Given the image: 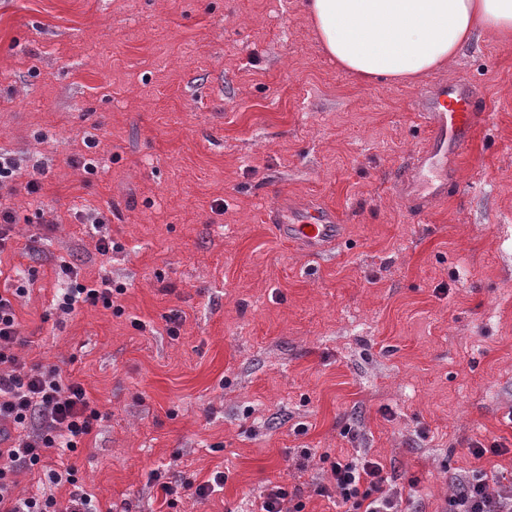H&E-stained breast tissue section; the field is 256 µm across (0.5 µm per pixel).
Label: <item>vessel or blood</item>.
I'll use <instances>...</instances> for the list:
<instances>
[{
	"label": "vessel or blood",
	"mask_w": 512,
	"mask_h": 512,
	"mask_svg": "<svg viewBox=\"0 0 512 512\" xmlns=\"http://www.w3.org/2000/svg\"><path fill=\"white\" fill-rule=\"evenodd\" d=\"M417 110L426 133L395 179L396 192L406 208L428 214L448 195L457 182L461 151L483 122L472 100L469 83L441 81L423 90ZM278 236L299 246L306 254L318 255L339 243L343 224L334 210L322 203L301 204L288 196L277 199L269 213Z\"/></svg>",
	"instance_id": "1"
}]
</instances>
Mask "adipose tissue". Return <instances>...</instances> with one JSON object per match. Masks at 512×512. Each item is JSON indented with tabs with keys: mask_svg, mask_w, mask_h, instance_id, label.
Segmentation results:
<instances>
[{
	"mask_svg": "<svg viewBox=\"0 0 512 512\" xmlns=\"http://www.w3.org/2000/svg\"><path fill=\"white\" fill-rule=\"evenodd\" d=\"M303 10L323 53L366 81L445 69L481 31L512 39V0H303Z\"/></svg>",
	"mask_w": 512,
	"mask_h": 512,
	"instance_id": "obj_1",
	"label": "adipose tissue"
}]
</instances>
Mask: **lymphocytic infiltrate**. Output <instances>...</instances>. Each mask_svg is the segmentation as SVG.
Segmentation results:
<instances>
[{"label": "lymphocytic infiltrate", "mask_w": 512, "mask_h": 512, "mask_svg": "<svg viewBox=\"0 0 512 512\" xmlns=\"http://www.w3.org/2000/svg\"><path fill=\"white\" fill-rule=\"evenodd\" d=\"M65 286L56 299L59 310L76 304L111 306V283L88 282L72 266L58 272ZM20 330L11 297L0 294V440L8 439L7 465L0 467V512H98L90 495L73 493L66 506L53 497L12 501L9 483L15 466L40 465L43 451H75L102 415L92 406L82 384L59 369H41L21 362L14 352ZM33 431L19 436L25 425ZM321 497H339L348 512H398L401 493L387 484L380 463L360 457L332 462L326 480L314 487ZM442 512H512V482L490 485L477 471L461 480L446 498Z\"/></svg>", "instance_id": "obj_1"}]
</instances>
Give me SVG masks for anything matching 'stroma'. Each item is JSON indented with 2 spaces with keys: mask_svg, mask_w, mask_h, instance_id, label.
<instances>
[{
  "mask_svg": "<svg viewBox=\"0 0 512 512\" xmlns=\"http://www.w3.org/2000/svg\"><path fill=\"white\" fill-rule=\"evenodd\" d=\"M442 75L474 84L488 115L418 218L394 181L429 79L343 72L301 0H0L15 353L77 378L103 415L67 461L48 448L17 469L12 498L258 512L285 483L305 512H346L313 484L364 455L401 512H441L475 471L512 480V41L477 34ZM282 195L333 208L342 243L310 257L282 242L266 222ZM63 263L120 294L56 310ZM477 442L505 450L478 458ZM66 465L75 483L51 482ZM217 470L208 497L164 503L161 484Z\"/></svg>",
  "mask_w": 512,
  "mask_h": 512,
  "instance_id": "1",
  "label": "stroma"
}]
</instances>
